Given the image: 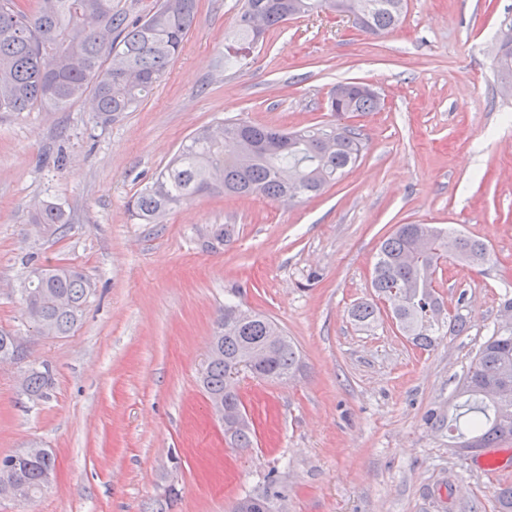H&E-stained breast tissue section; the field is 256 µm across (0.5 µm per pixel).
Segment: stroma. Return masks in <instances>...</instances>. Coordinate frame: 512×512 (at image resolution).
<instances>
[{
  "label": "stroma",
  "instance_id": "1",
  "mask_svg": "<svg viewBox=\"0 0 512 512\" xmlns=\"http://www.w3.org/2000/svg\"><path fill=\"white\" fill-rule=\"evenodd\" d=\"M193 30L141 106L97 124L91 98L54 112H0V329L28 358L0 363V458L31 446L56 458L51 490L0 512H149L165 487L171 512H231L276 478L273 512H497L512 484V441L495 476L448 433L455 390L512 296V98L494 73L512 0H407L398 29L368 37L322 13L270 29L240 65L224 66L239 0H197ZM371 84L381 111L354 118L369 140L358 166L321 196L284 207L204 195L158 224L128 202L194 131L227 119L294 129L327 121L336 83ZM51 199L64 235L30 222ZM230 233L212 250V225ZM400 224L453 227L483 241L480 269L448 263L436 290L467 329L421 350L388 306L365 327L350 311L375 301L381 241ZM77 267L95 294L70 335L26 322L16 290L27 258ZM269 316L297 346L287 382L243 370L237 388L256 432L224 440L200 385L227 298ZM48 364L53 385L31 402L20 384Z\"/></svg>",
  "mask_w": 512,
  "mask_h": 512
}]
</instances>
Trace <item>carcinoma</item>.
Wrapping results in <instances>:
<instances>
[{
  "mask_svg": "<svg viewBox=\"0 0 512 512\" xmlns=\"http://www.w3.org/2000/svg\"><path fill=\"white\" fill-rule=\"evenodd\" d=\"M342 5L365 35L379 36L401 24L405 0H242L234 29L224 41L253 46L266 30L290 20ZM197 0H159L155 10L131 23L112 0H0V112L36 108L63 109L84 95L95 99L96 118L109 124L135 110L162 82L195 23ZM499 84L512 86V36L499 37L494 56ZM348 83L345 96L328 103L332 120L288 131L247 121L226 120L187 137L156 180L134 197V216L154 224L171 209L205 194L279 201L291 193L299 200L321 195L358 164L367 137L357 126L341 123L349 114L376 112L381 102ZM31 222L49 236L66 232L69 219L61 206L42 202ZM453 259L480 267L491 260L486 245L454 230L431 224H399L376 254L371 286L390 303L399 332L422 350L434 346L442 324L461 333L467 322L446 318L433 287L443 263ZM19 289L25 313L42 336H66L80 324L92 295L91 283L78 269L36 267ZM501 319L481 344L456 388L460 412L448 421L457 432L456 447L478 455L512 440V299L504 301ZM362 325L375 321L378 308L361 303L351 311ZM25 350L14 334L0 330V361L20 362ZM245 362L258 377L287 381L300 368L296 346L270 318L226 302L217 314L202 387L208 399L242 406L227 374ZM49 366L26 373L23 393L41 399L51 387ZM247 419L234 424L232 444L253 446ZM55 457L41 449L0 463V484L13 485L21 500L44 494ZM275 490L236 501L232 512H271Z\"/></svg>",
  "mask_w": 512,
  "mask_h": 512,
  "instance_id": "cac0c4a2",
  "label": "carcinoma"
}]
</instances>
